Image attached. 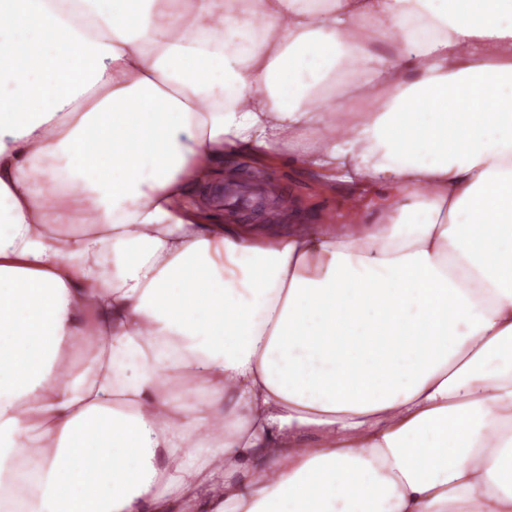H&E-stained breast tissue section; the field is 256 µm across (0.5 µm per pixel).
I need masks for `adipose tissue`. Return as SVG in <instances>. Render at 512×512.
<instances>
[{"instance_id": "ef3b65f1", "label": "adipose tissue", "mask_w": 512, "mask_h": 512, "mask_svg": "<svg viewBox=\"0 0 512 512\" xmlns=\"http://www.w3.org/2000/svg\"><path fill=\"white\" fill-rule=\"evenodd\" d=\"M30 24L81 79L0 63V512H512V0H0V50ZM228 152L361 203L202 223Z\"/></svg>"}]
</instances>
